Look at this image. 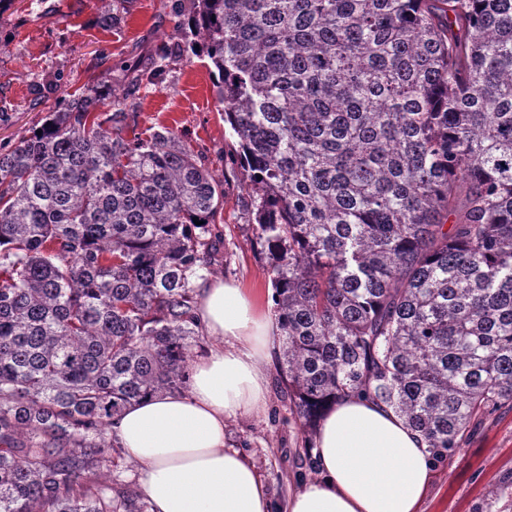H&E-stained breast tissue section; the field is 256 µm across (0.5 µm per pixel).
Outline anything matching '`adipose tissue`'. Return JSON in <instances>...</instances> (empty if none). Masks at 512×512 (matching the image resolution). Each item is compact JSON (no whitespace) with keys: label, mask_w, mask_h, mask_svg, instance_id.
Here are the masks:
<instances>
[{"label":"adipose tissue","mask_w":512,"mask_h":512,"mask_svg":"<svg viewBox=\"0 0 512 512\" xmlns=\"http://www.w3.org/2000/svg\"><path fill=\"white\" fill-rule=\"evenodd\" d=\"M196 316L211 344L190 363L188 391L135 402L113 426L150 512H421L432 481L424 439L391 407L357 395L324 412L316 477L275 508L254 466L227 447L224 427L265 406L262 364L280 334L277 317L221 279L200 284Z\"/></svg>","instance_id":"1"}]
</instances>
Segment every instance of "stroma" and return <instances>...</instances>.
<instances>
[{
    "label": "stroma",
    "mask_w": 512,
    "mask_h": 512,
    "mask_svg": "<svg viewBox=\"0 0 512 512\" xmlns=\"http://www.w3.org/2000/svg\"><path fill=\"white\" fill-rule=\"evenodd\" d=\"M102 0H0V142L40 124L56 99L110 69L117 95L129 97L139 129H176L224 182L223 262L216 278L264 294L267 256L256 242L243 171L230 161L236 138L218 110L215 68L206 54L183 55L182 19L192 0H125L103 30ZM264 411L230 419L228 446L255 466L276 505L316 475L307 441L283 394L279 357L266 367ZM424 512H512V407L476 421L460 449L435 462Z\"/></svg>",
    "instance_id": "1"
}]
</instances>
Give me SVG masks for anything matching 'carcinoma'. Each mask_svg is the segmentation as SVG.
Here are the masks:
<instances>
[{
    "mask_svg": "<svg viewBox=\"0 0 512 512\" xmlns=\"http://www.w3.org/2000/svg\"><path fill=\"white\" fill-rule=\"evenodd\" d=\"M193 4L294 418L366 394L447 458L512 404V0ZM132 107L100 73L0 146V512H150L110 427L188 389L225 193Z\"/></svg>",
    "mask_w": 512,
    "mask_h": 512,
    "instance_id": "obj_1",
    "label": "carcinoma"
}]
</instances>
